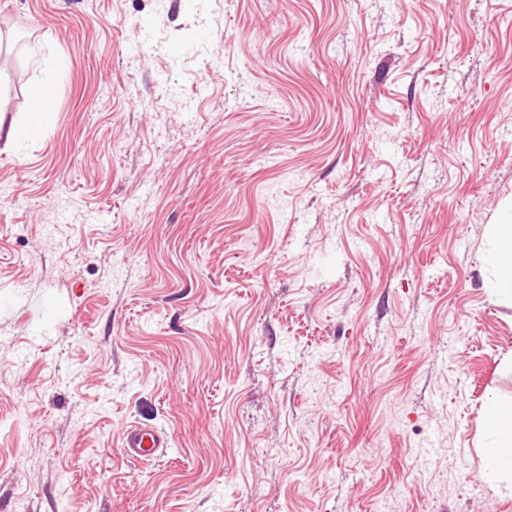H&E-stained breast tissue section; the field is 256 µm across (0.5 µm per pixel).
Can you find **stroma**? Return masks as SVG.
<instances>
[{"label":"stroma","mask_w":512,"mask_h":512,"mask_svg":"<svg viewBox=\"0 0 512 512\" xmlns=\"http://www.w3.org/2000/svg\"><path fill=\"white\" fill-rule=\"evenodd\" d=\"M0 36V512H512V0H0ZM51 114L52 106L48 101L39 112L30 111L27 121L13 132V138L18 142L26 141L48 122ZM493 238L486 262L498 270V275L488 287L489 294L512 305V212L504 216L501 224H494ZM487 441L482 449L484 474L504 496L512 497V406H497L485 417ZM168 448L165 434L154 427L126 426L122 432V455L134 461H150Z\"/></svg>","instance_id":"stroma-1"}]
</instances>
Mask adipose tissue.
I'll return each instance as SVG.
<instances>
[{
	"mask_svg": "<svg viewBox=\"0 0 512 512\" xmlns=\"http://www.w3.org/2000/svg\"><path fill=\"white\" fill-rule=\"evenodd\" d=\"M494 243L486 254L498 275L488 290L496 300L512 302V212L493 227ZM487 441L482 449L484 474L503 495L512 497V409L493 408L484 420Z\"/></svg>",
	"mask_w": 512,
	"mask_h": 512,
	"instance_id": "obj_1",
	"label": "adipose tissue"
}]
</instances>
